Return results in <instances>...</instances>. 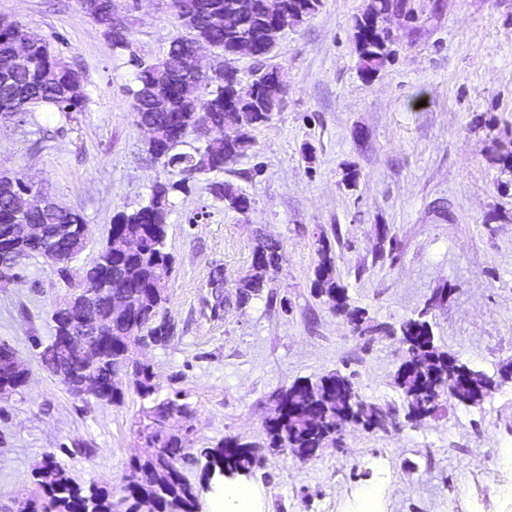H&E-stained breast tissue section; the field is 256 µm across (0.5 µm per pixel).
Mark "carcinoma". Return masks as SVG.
<instances>
[{"label": "carcinoma", "instance_id": "cac0c4a2", "mask_svg": "<svg viewBox=\"0 0 512 512\" xmlns=\"http://www.w3.org/2000/svg\"><path fill=\"white\" fill-rule=\"evenodd\" d=\"M264 2L194 0L196 23L186 29V35L173 37L162 56L151 60L136 53L130 32L116 38L108 36L113 55L133 68V84L127 87V92L132 99L134 121L139 124L144 119L140 105L156 97L166 99L163 111L151 113L162 136L150 157L162 165L170 178L156 183L148 199L138 207L112 216L108 243L83 268L77 284V288L86 293L88 303L102 305L110 293L127 295L129 312L100 328V335L112 337V345L102 349L98 360L68 369L63 366L64 356L55 341H50L39 352L42 365L58 377L74 397L78 395V385L86 379L99 382L105 405L122 403L126 386L133 387L142 398L154 395L150 366L133 360L125 344L132 336H160L164 343L174 336L170 323L158 322L167 301L165 283L172 265L171 256L166 252L171 198L188 193L190 182L196 177L222 172L226 165L244 156L254 145L252 129L269 122L281 111L288 95L287 72L265 64L277 41L264 40L265 29L274 21V17L265 12ZM321 5L322 0H278V15L300 24L313 17ZM112 6L113 0H100L94 17V22L107 31L111 30ZM227 12L240 16L239 29L232 34L224 32ZM396 14L409 22L416 19L406 0H368L362 14L355 19V52L359 71L366 80L393 62L394 39L388 22ZM23 33L24 26L20 23L0 28V59L11 53L14 42ZM245 36L260 43V57L256 59L250 78L238 75L235 67L230 68L227 75L219 73L205 78L189 76L183 70L182 54L194 42L212 45L223 52L224 61L230 64L237 45ZM29 56L28 69L14 74L6 83L0 82V120H15L25 115L27 101L33 95L38 96L43 106L67 120L72 113L82 111L83 99L69 94L70 86L80 79V73L60 63L58 54L43 40L29 46ZM207 122L235 125L239 134L231 141L207 139L202 133V126ZM192 134L197 145L182 149ZM20 191L30 192L35 197L41 194L18 174L0 182V239L10 236L15 224H47L53 229V237L13 238V261L0 267V282L16 277L13 270L24 260L40 255L42 249L54 244L63 253L58 273L62 279L70 280V264L87 243L83 215L72 209L60 207L46 211L38 206L19 215L12 207V198ZM212 191L230 210L242 214L252 207L250 197L230 183L214 182ZM125 235L141 238L140 251L128 255L115 252L111 240ZM317 245L320 260L314 271L316 295L325 297L336 312L351 314L361 326V332L383 331V325L368 323L365 310L350 308L348 289L336 278L335 254L327 237L320 236ZM283 258L279 244L257 237L251 269L236 284L239 304L249 302L267 287V275ZM116 263L121 274L108 281L100 280V269ZM425 314L422 310L399 326V341L407 354L433 358L425 369L411 368L397 378L407 402V418L411 420L436 411L441 397L440 385L448 381L450 375L466 376L486 392L494 386V381L483 372L439 351L433 344L435 337L430 323L424 319ZM188 411L187 404L170 398L150 407L147 417L152 423L142 430L147 446L144 454L130 464L137 479L124 485L120 494L96 485L78 484L53 460L52 481H45L41 472H35V488L25 496L14 498L16 512H116L118 509L139 512L146 499L153 500L159 512H192L198 507L200 488L186 478L178 465L184 456L181 437L165 427V422ZM374 412L380 413L382 408L366 401L343 374L330 373L315 382L297 380L276 393L275 414L266 421L263 444L230 436L214 447L197 449L199 459L204 461L201 481H206L213 472L223 471L233 477H251L260 466L265 450L285 451L296 458L311 460L313 449L336 440V432L344 426L360 424L368 430L377 428L372 418Z\"/></svg>", "mask_w": 512, "mask_h": 512}]
</instances>
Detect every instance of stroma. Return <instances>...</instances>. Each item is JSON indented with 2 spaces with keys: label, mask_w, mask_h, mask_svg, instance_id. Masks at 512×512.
Masks as SVG:
<instances>
[{
  "label": "stroma",
  "mask_w": 512,
  "mask_h": 512,
  "mask_svg": "<svg viewBox=\"0 0 512 512\" xmlns=\"http://www.w3.org/2000/svg\"><path fill=\"white\" fill-rule=\"evenodd\" d=\"M116 2L138 53L162 55L180 30L167 0ZM409 2L417 22L393 17L395 58L369 81L353 41L367 0H322L286 30L270 58L288 74L285 108L253 129L246 155L173 199L165 314L175 335L142 358L155 398L190 407L169 426L184 438L179 465L195 484L196 450L228 436L264 439L275 392L295 381L338 372L368 402L404 414L397 338L361 334L314 292L324 235L352 306L394 326L427 310L440 350L495 386L475 406L444 398L415 425L347 426L312 460L267 453L250 479L258 512H365L369 490L374 512H512V168L494 152L512 135V0ZM0 14L82 75L84 109L72 120L39 107L0 123V172L24 175L89 225L78 269L105 244L113 215L138 207L166 174L134 121L130 72L80 0H0ZM217 179L246 193L251 211L225 208L211 191ZM381 227L397 245L377 260ZM259 236L279 242L284 259L241 306L235 285ZM18 273L0 287V344L29 381L0 401V506L30 487L49 454L78 484L119 492L144 452L138 429L150 402L131 389L104 407L70 395L37 345L52 339V311L72 288L40 257ZM443 290L447 301L436 303Z\"/></svg>",
  "instance_id": "obj_1"
}]
</instances>
